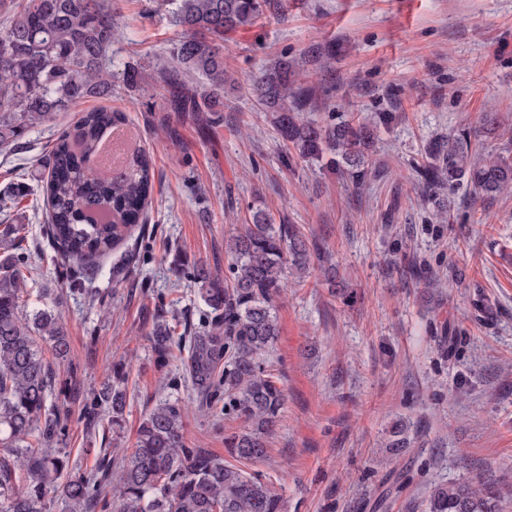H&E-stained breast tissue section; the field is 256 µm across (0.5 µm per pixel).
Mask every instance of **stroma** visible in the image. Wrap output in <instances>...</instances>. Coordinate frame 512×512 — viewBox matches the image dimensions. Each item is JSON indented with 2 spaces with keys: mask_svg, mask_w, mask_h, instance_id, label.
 I'll list each match as a JSON object with an SVG mask.
<instances>
[{
  "mask_svg": "<svg viewBox=\"0 0 512 512\" xmlns=\"http://www.w3.org/2000/svg\"><path fill=\"white\" fill-rule=\"evenodd\" d=\"M173 0H112L122 23L109 52V96L32 128L24 152L0 154V192L22 189L0 227L22 224L30 306L60 311L79 400L59 446L92 467L102 443L132 447L143 414L168 395L148 338L156 316L183 335L197 321V286L184 268L227 269V239L248 210L299 225L336 283L320 270L289 282L276 303L280 335L269 361L286 391L285 420L256 463L284 496L285 512H425L434 486L482 472L512 482V192L472 203L466 188L425 192L417 170L435 141L477 127L493 109L512 125V0H266L255 25L224 38V62L241 88L220 123L171 112L164 68L180 29ZM339 45L330 66L311 46ZM288 53L313 90L309 115L391 112L354 188L319 163L285 162L266 118L243 88ZM138 67L137 83L124 81ZM124 111L155 169L141 231L102 259L100 297L60 271L44 234L41 161L80 113ZM183 269H176L175 260ZM124 360L129 408L120 436L87 428L83 399ZM176 393L192 446L225 457L239 429L221 407ZM402 425L405 447H392Z\"/></svg>",
  "mask_w": 512,
  "mask_h": 512,
  "instance_id": "35a3bbf8",
  "label": "stroma"
}]
</instances>
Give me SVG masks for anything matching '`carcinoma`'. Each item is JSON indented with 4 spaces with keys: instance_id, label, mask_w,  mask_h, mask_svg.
<instances>
[{
    "instance_id": "obj_1",
    "label": "carcinoma",
    "mask_w": 512,
    "mask_h": 512,
    "mask_svg": "<svg viewBox=\"0 0 512 512\" xmlns=\"http://www.w3.org/2000/svg\"><path fill=\"white\" fill-rule=\"evenodd\" d=\"M0 14V151L12 153L26 147L31 128L104 95L119 22L104 0H0ZM261 15L262 0H178L174 22L181 33L170 49L168 80L197 76L204 84L200 93L173 95V111H224V86L233 81L224 69V35L253 26ZM298 76L295 61L282 55L251 75L249 93L288 161L323 162L362 187L377 131L393 113L375 112L358 123L342 116L326 124L307 119L309 97ZM125 124L118 110L85 112L60 133L45 162L48 241L77 280L98 276L99 259L131 235L148 206L153 172L145 149L128 148L110 174L95 165L102 141ZM502 125L498 113L485 112L478 127L433 143L429 162L418 169L423 186L450 192L464 186L482 202L511 188L512 160L485 157L479 148V137ZM24 230L11 224L0 231V512H46L51 494L64 512H284L270 478L243 465L267 459L268 438L283 418L286 394L268 355L279 336L275 300L287 273L304 277L317 254L301 229L253 211L252 223L225 244L228 276L201 263L192 267L202 322L177 338L160 317L150 332L159 368L167 367L173 346L183 349L172 390L184 383L201 405L222 402L225 415L244 423L224 437L228 457L189 444L181 402L169 395L139 422L134 450L121 460L110 495L104 482L112 458L98 456L86 473L69 469L55 448L77 387L56 381L36 341L42 337L57 359H67L69 338L58 313L47 304L29 312L22 305L24 260L15 248ZM127 380L125 363L112 362V382L84 404L87 425L106 422L120 432ZM511 496V487L479 472L436 487L426 512H503Z\"/></svg>"
}]
</instances>
